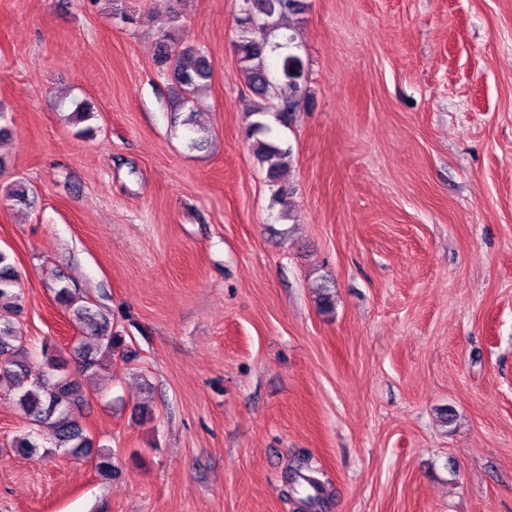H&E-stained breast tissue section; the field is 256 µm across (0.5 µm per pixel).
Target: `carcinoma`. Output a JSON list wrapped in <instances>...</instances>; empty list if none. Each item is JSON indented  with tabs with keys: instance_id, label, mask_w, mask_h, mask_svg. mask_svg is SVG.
Here are the masks:
<instances>
[{
	"instance_id": "carcinoma-1",
	"label": "carcinoma",
	"mask_w": 512,
	"mask_h": 512,
	"mask_svg": "<svg viewBox=\"0 0 512 512\" xmlns=\"http://www.w3.org/2000/svg\"><path fill=\"white\" fill-rule=\"evenodd\" d=\"M302 9V0H244L239 4L236 47L242 71L254 95L277 101L275 116L279 120L290 117L303 100L305 64L296 53L280 54L278 78H271L266 52H273L282 44L270 42L269 36L288 28L289 15ZM161 63L170 71L178 106L185 110L182 125L190 132L187 146L199 149L205 139L192 136L196 115L193 99L200 83L211 77L210 61L200 48L174 42L163 47ZM248 116L252 121L247 123L245 134L252 140L259 163L266 168L272 202L275 203L286 193L281 176L294 163L292 149L269 139L271 129L263 121L267 113L256 109ZM7 196L20 205L31 203L29 187L23 181L16 182ZM19 279V272L9 255L0 251V391L15 394L19 408L31 425L30 431L15 438L11 447L18 455L32 457L41 447L39 440L46 439L74 459L94 460L96 469L111 478L118 474L112 463L111 449L99 445L75 415V410L85 401L81 383L65 374L62 360L45 351L42 355L49 366L48 371L39 378H31L29 352L23 345L17 320L24 309ZM56 298L73 313L87 333L96 337V346L82 344L73 349L78 373L85 380L95 379L104 363L112 362V356H126L124 339L112 333L110 319L103 307L87 303L66 286L56 292ZM286 494L299 496L305 512H317L325 500V489L319 479L304 475L300 467L289 475Z\"/></svg>"
}]
</instances>
